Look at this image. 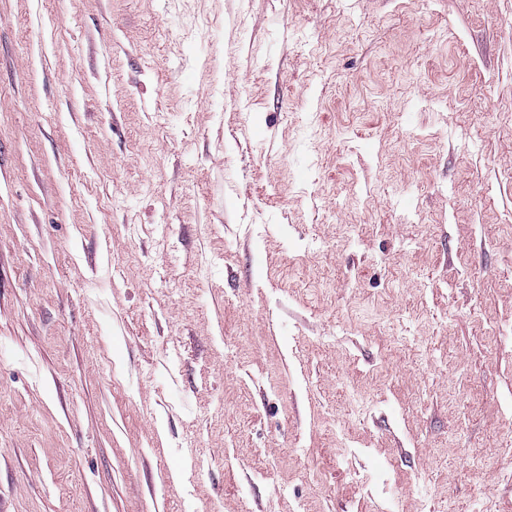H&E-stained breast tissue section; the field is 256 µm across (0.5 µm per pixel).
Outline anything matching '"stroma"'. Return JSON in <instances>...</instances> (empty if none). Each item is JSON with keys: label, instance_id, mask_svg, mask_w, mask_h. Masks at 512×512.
<instances>
[{"label": "stroma", "instance_id": "35a3bbf8", "mask_svg": "<svg viewBox=\"0 0 512 512\" xmlns=\"http://www.w3.org/2000/svg\"><path fill=\"white\" fill-rule=\"evenodd\" d=\"M0 512H512V0H0Z\"/></svg>", "mask_w": 512, "mask_h": 512}]
</instances>
